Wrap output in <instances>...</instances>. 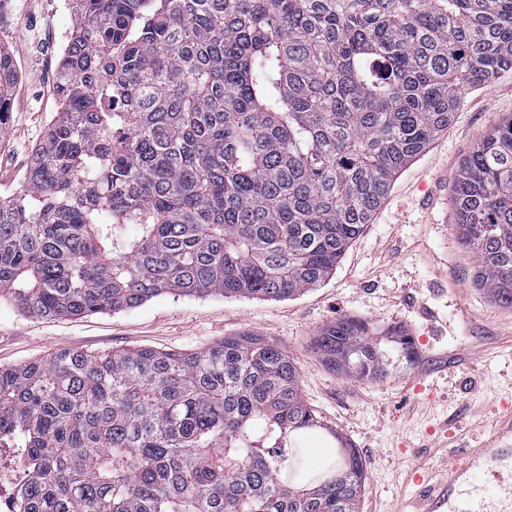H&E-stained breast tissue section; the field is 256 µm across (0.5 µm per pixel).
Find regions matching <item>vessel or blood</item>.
Instances as JSON below:
<instances>
[{
	"label": "vessel or blood",
	"mask_w": 512,
	"mask_h": 512,
	"mask_svg": "<svg viewBox=\"0 0 512 512\" xmlns=\"http://www.w3.org/2000/svg\"><path fill=\"white\" fill-rule=\"evenodd\" d=\"M512 419L502 433L495 435L489 447L467 453L465 464L453 466L445 483L432 482L420 468L410 470L418 492L409 502L411 512H512ZM492 479L499 491L500 508L490 510L485 498L473 482L474 473Z\"/></svg>",
	"instance_id": "b4317fda"
}]
</instances>
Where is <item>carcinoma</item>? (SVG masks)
Here are the masks:
<instances>
[{"mask_svg": "<svg viewBox=\"0 0 512 512\" xmlns=\"http://www.w3.org/2000/svg\"><path fill=\"white\" fill-rule=\"evenodd\" d=\"M512 70V0H76L60 109L0 198V299L36 318L163 294L285 300L335 272L464 90ZM17 71L0 47V127ZM473 286L512 309V115L451 191ZM131 226L112 238V229ZM377 382L412 339L341 318L313 341ZM24 440L15 512H359L365 467L278 345L78 348L0 369ZM336 459L295 478L304 438Z\"/></svg>", "mask_w": 512, "mask_h": 512, "instance_id": "carcinoma-1", "label": "carcinoma"}]
</instances>
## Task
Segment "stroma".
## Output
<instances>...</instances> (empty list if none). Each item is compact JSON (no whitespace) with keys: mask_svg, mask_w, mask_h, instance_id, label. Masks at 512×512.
Here are the masks:
<instances>
[{"mask_svg":"<svg viewBox=\"0 0 512 512\" xmlns=\"http://www.w3.org/2000/svg\"><path fill=\"white\" fill-rule=\"evenodd\" d=\"M73 0H15L0 22L18 79L10 119L0 129V195L20 190L31 156L59 108L56 80L37 37L73 32ZM512 113V71L465 90L448 130L392 182L370 224L334 274L305 294L266 301L213 294L162 295L124 311L43 319L0 300V367L79 348L93 354L134 346L198 352L224 337L250 333L279 344L298 368L301 392L366 465L360 512H406L420 465L447 476L452 449L479 448L512 402V309L472 286L475 260L459 244L450 201L461 159L499 119ZM351 317L387 329L403 326L415 343L412 364L386 380L345 379L312 350L313 339Z\"/></svg>","mask_w":512,"mask_h":512,"instance_id":"1","label":"stroma"}]
</instances>
